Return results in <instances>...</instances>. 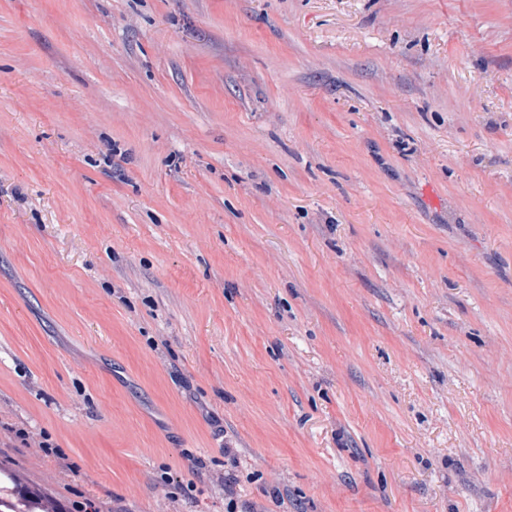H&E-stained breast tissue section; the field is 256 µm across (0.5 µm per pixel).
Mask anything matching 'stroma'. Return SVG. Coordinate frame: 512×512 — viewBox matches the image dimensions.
Returning a JSON list of instances; mask_svg holds the SVG:
<instances>
[{
  "label": "stroma",
  "mask_w": 512,
  "mask_h": 512,
  "mask_svg": "<svg viewBox=\"0 0 512 512\" xmlns=\"http://www.w3.org/2000/svg\"><path fill=\"white\" fill-rule=\"evenodd\" d=\"M5 473L512 512V0H0Z\"/></svg>",
  "instance_id": "obj_1"
}]
</instances>
